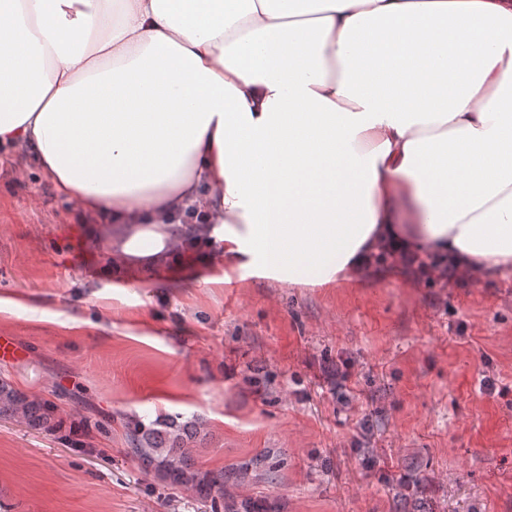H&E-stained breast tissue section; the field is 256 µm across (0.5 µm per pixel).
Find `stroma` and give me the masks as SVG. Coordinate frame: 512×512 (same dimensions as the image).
<instances>
[{
  "mask_svg": "<svg viewBox=\"0 0 512 512\" xmlns=\"http://www.w3.org/2000/svg\"><path fill=\"white\" fill-rule=\"evenodd\" d=\"M103 227L0 150V378L62 429L0 420V512H224L143 471L129 423L206 439L196 468L267 512H512V280L292 285L220 247L113 275Z\"/></svg>",
  "mask_w": 512,
  "mask_h": 512,
  "instance_id": "35a3bbf8",
  "label": "stroma"
}]
</instances>
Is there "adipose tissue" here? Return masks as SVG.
Masks as SVG:
<instances>
[{
  "label": "adipose tissue",
  "instance_id": "adipose-tissue-1",
  "mask_svg": "<svg viewBox=\"0 0 512 512\" xmlns=\"http://www.w3.org/2000/svg\"><path fill=\"white\" fill-rule=\"evenodd\" d=\"M1 147L111 225L116 272L197 210L227 285L506 278L512 0H0Z\"/></svg>",
  "mask_w": 512,
  "mask_h": 512
}]
</instances>
